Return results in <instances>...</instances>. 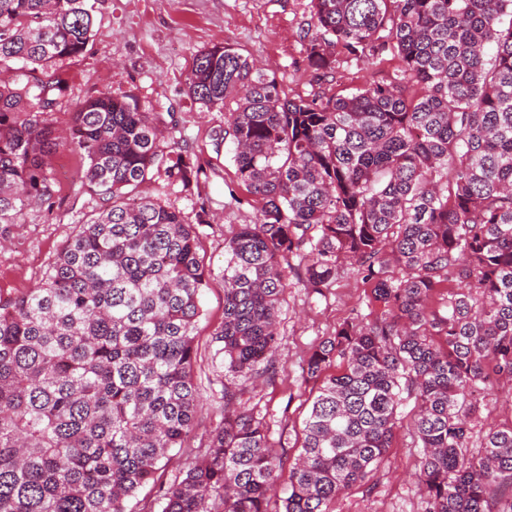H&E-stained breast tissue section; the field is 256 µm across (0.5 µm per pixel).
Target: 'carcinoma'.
Instances as JSON below:
<instances>
[{
  "instance_id": "obj_1",
  "label": "carcinoma",
  "mask_w": 512,
  "mask_h": 512,
  "mask_svg": "<svg viewBox=\"0 0 512 512\" xmlns=\"http://www.w3.org/2000/svg\"><path fill=\"white\" fill-rule=\"evenodd\" d=\"M306 58L402 66L347 95L290 97L236 45L197 51L188 96L224 106L229 145L255 221L224 237V367L279 376L277 319L287 274L323 295L344 272L369 285L366 315L320 339L321 380L301 452L224 388L203 458L159 486L161 512H330L391 447L403 396L421 445L423 512H512V422L478 436L474 394L512 384V0H310ZM92 34L88 0H0V237L33 203L53 204L46 158L86 160L100 202L61 246L42 285L0 289V512H129L198 407L196 323L211 272L182 211L142 195L154 176L189 188L200 167L163 145L131 97L101 93L49 116ZM441 294L446 313L428 301ZM341 362L340 373L329 368Z\"/></svg>"
}]
</instances>
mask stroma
<instances>
[{
    "instance_id": "1",
    "label": "stroma",
    "mask_w": 512,
    "mask_h": 512,
    "mask_svg": "<svg viewBox=\"0 0 512 512\" xmlns=\"http://www.w3.org/2000/svg\"><path fill=\"white\" fill-rule=\"evenodd\" d=\"M310 14L308 0H96L93 36L85 53L66 61L69 89L51 115L66 128L74 108L102 92L132 96L141 111L157 119L164 143H178L202 168L192 193L166 186L157 179L145 183L143 195L178 207L187 223L197 224L200 255L211 270L202 296L203 316L195 329L193 383L199 395L195 425L187 447L174 449L157 483L140 489L129 503L131 512H146L159 484L172 482L199 458L210 432L224 413L223 387L239 391L241 399L269 425L271 444H284L296 455L304 421L318 382L306 379L304 361L313 344L366 308L369 289L345 273L324 296L308 294L298 280L285 288L279 314V344L275 361L281 374L275 383L226 376L224 355L215 334L224 319V237L240 224L252 223L257 204L236 178L228 148H215L214 135L224 126V112L193 103L185 78L194 52L226 42L265 60L289 95L315 91L304 50L303 33ZM399 67L396 57L377 64L361 62L337 69L328 90L346 95L355 88L386 81ZM48 162L59 182L53 207L33 205L21 223L11 226L6 246H0V289L25 292L39 287L61 245L82 217L95 213L98 202L81 188L85 165L77 153L60 151ZM205 224H198L199 213ZM413 401L400 408L402 421L392 445L376 471L332 504V512H422V490L414 479L419 454L408 423Z\"/></svg>"
}]
</instances>
